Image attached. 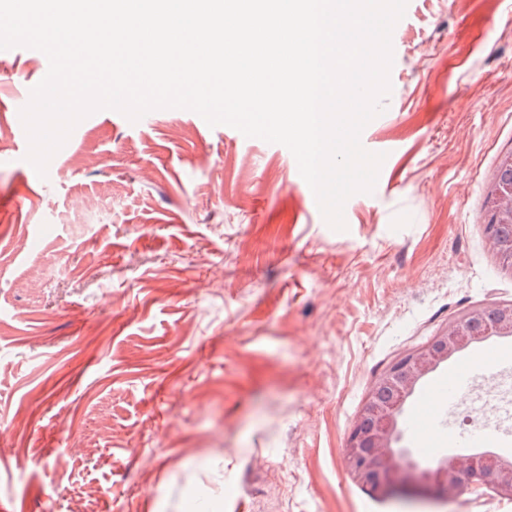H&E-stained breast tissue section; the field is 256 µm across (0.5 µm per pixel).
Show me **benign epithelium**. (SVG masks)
Returning a JSON list of instances; mask_svg holds the SVG:
<instances>
[{
    "label": "benign epithelium",
    "mask_w": 512,
    "mask_h": 512,
    "mask_svg": "<svg viewBox=\"0 0 512 512\" xmlns=\"http://www.w3.org/2000/svg\"><path fill=\"white\" fill-rule=\"evenodd\" d=\"M487 242L512 273V240L496 233L512 224V151L500 157L487 200ZM512 335V307L469 308L423 346L407 353L373 382L343 448L349 475L372 492L402 498L446 496L465 487L489 488L512 500V456L437 453L423 462L401 445L402 412L417 386L439 366L485 336Z\"/></svg>",
    "instance_id": "1"
}]
</instances>
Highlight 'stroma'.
I'll return each mask as SVG.
<instances>
[{"mask_svg": "<svg viewBox=\"0 0 512 512\" xmlns=\"http://www.w3.org/2000/svg\"><path fill=\"white\" fill-rule=\"evenodd\" d=\"M372 193L322 217L283 145L158 109L73 129L39 178L0 55V498L13 512H512L492 490L398 499L343 463L375 378L461 311L512 304L483 226L512 151V0H408ZM419 385L403 443L512 455Z\"/></svg>", "mask_w": 512, "mask_h": 512, "instance_id": "35a3bbf8", "label": "stroma"}]
</instances>
